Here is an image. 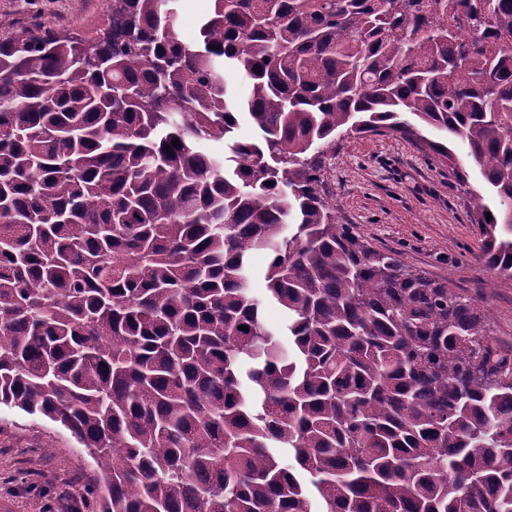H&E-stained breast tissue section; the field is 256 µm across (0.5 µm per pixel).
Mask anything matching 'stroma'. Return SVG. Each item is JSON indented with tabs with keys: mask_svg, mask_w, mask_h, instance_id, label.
<instances>
[{
	"mask_svg": "<svg viewBox=\"0 0 512 512\" xmlns=\"http://www.w3.org/2000/svg\"><path fill=\"white\" fill-rule=\"evenodd\" d=\"M105 9L106 0H0V14L20 27L83 30L101 21ZM459 169L467 171V184H459ZM323 183L340 221L374 248L483 300L499 346L512 351V279L493 277L475 258L479 240L467 192L482 183L463 150L448 162L395 134L345 136L336 141ZM95 476L91 459L61 426L0 406V502L11 512H43L48 504L67 512Z\"/></svg>",
	"mask_w": 512,
	"mask_h": 512,
	"instance_id": "obj_1",
	"label": "stroma"
}]
</instances>
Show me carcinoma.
Segmentation results:
<instances>
[{
    "label": "carcinoma",
    "mask_w": 512,
    "mask_h": 512,
    "mask_svg": "<svg viewBox=\"0 0 512 512\" xmlns=\"http://www.w3.org/2000/svg\"><path fill=\"white\" fill-rule=\"evenodd\" d=\"M178 2L0 15V405L86 451L88 512H512L488 310L320 192L338 133L460 142L512 278V0H211L191 43ZM106 0H0V14L19 27L30 24L84 30L102 20Z\"/></svg>",
    "instance_id": "1"
}]
</instances>
